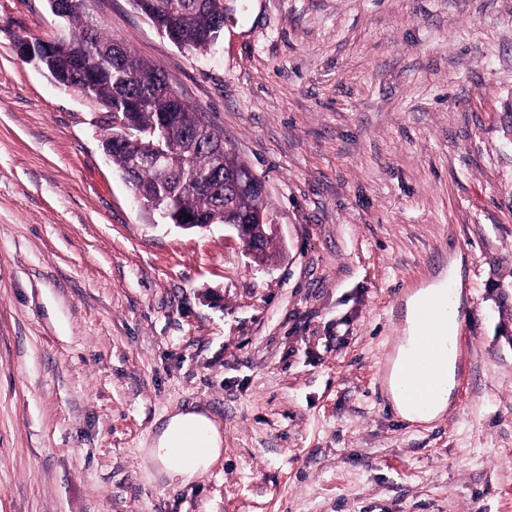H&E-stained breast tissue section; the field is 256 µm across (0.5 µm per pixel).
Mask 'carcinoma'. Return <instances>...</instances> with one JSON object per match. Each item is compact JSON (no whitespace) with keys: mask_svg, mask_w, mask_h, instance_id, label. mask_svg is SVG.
<instances>
[{"mask_svg":"<svg viewBox=\"0 0 512 512\" xmlns=\"http://www.w3.org/2000/svg\"><path fill=\"white\" fill-rule=\"evenodd\" d=\"M137 10L152 23L174 26L179 47L204 52L219 39L224 29V0H132ZM76 25L66 54L55 59L46 70L66 87L85 86V94L105 110L104 129L108 134L103 149L121 172L129 161L144 154L147 142L134 135L112 145L114 124L111 117L131 112L139 127L158 124L160 113L169 114L165 142L172 155L174 170L164 176L150 167L140 169L129 181L144 197H163L174 203L175 212L200 224L224 222V170L217 168L216 152L223 141L213 125L182 98L170 101L168 80L162 70L149 65L123 43L100 35L97 25L82 9L65 13ZM129 72L147 76L149 82L127 85Z\"/></svg>","mask_w":512,"mask_h":512,"instance_id":"cac0c4a2","label":"carcinoma"}]
</instances>
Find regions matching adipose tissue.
<instances>
[{
  "instance_id": "obj_1",
  "label": "adipose tissue",
  "mask_w": 512,
  "mask_h": 512,
  "mask_svg": "<svg viewBox=\"0 0 512 512\" xmlns=\"http://www.w3.org/2000/svg\"><path fill=\"white\" fill-rule=\"evenodd\" d=\"M457 365L455 352H447L437 375L439 392L435 399L427 406L420 407L411 403L399 392L403 374L401 370H393L390 385L395 392V402L400 412L407 419L416 421H431L440 415L448 405V397L454 385V376ZM201 429L205 435V448L197 455L175 462L168 456L169 448L178 444L187 429ZM224 437L220 427L213 422L208 414L201 408L187 406L171 414L161 425L152 447L148 448L145 461L156 467L159 472L171 478H180L188 483L205 472L210 465L220 458Z\"/></svg>"
}]
</instances>
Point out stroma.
<instances>
[{"label":"stroma","mask_w":512,"mask_h":512,"mask_svg":"<svg viewBox=\"0 0 512 512\" xmlns=\"http://www.w3.org/2000/svg\"><path fill=\"white\" fill-rule=\"evenodd\" d=\"M264 184L282 250L150 221L102 108L20 58L0 0V512H512V0H224L205 53L93 0ZM461 260L462 379L430 423L380 375ZM195 404L197 479L143 459ZM445 286H446L445 283H441L438 285L430 286L425 290H419L409 300L408 307H407V318H406L407 325H408L407 330H406L408 339H407L405 346H402L400 349L399 359L403 358L409 354V352L414 347V343L416 341V336L420 335L421 329L416 320V313H417L418 309L421 307V305L426 303L430 298H432L433 296H435L439 293H442L444 290L443 287H445ZM189 428L201 429L205 435V444L203 433L192 430L186 435L182 446L171 448L180 442L182 434ZM223 445L221 429L208 414L200 407L185 406L171 414L160 426L152 447L146 451L144 461L170 478L179 477L182 482L189 483L220 458ZM168 448H171L170 454L174 460L191 452H198L203 448L204 450L200 454L174 462L168 456Z\"/></svg>","instance_id":"stroma-1"}]
</instances>
